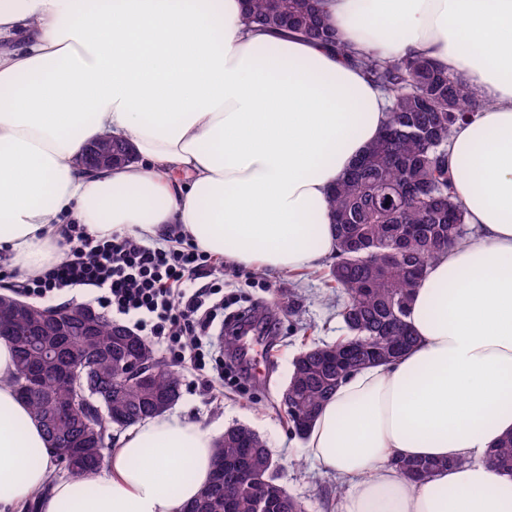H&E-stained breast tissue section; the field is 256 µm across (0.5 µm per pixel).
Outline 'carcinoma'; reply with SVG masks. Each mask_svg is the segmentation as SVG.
<instances>
[{
    "label": "carcinoma",
    "instance_id": "1",
    "mask_svg": "<svg viewBox=\"0 0 512 512\" xmlns=\"http://www.w3.org/2000/svg\"><path fill=\"white\" fill-rule=\"evenodd\" d=\"M244 22L261 31L288 32L312 42L349 50L319 0H245ZM391 100L386 127L336 183L329 206L336 229L335 261L327 277L346 335L333 343L311 344L297 355L283 405L291 432L307 437L320 408L352 373L399 358L415 337L405 322L408 306L429 265L466 239L464 205L451 191L446 146L453 127L472 120L485 106L454 73L429 58L381 59L352 56ZM398 256L379 266L374 256ZM19 327L5 329L13 344L12 385L41 423L56 449L59 473L89 478L105 458L112 430L167 411L180 395L176 373L156 371L150 384L129 381L121 372L128 359L157 364L153 346L136 333L122 334L100 320L91 333L35 336L26 327L39 314H18ZM110 411L104 421L82 410L68 413L87 392ZM489 465L512 475V433L501 437ZM212 481L185 512H304L279 483L264 440L243 426L231 427L214 444ZM412 482L426 480L439 464L397 460Z\"/></svg>",
    "mask_w": 512,
    "mask_h": 512
}]
</instances>
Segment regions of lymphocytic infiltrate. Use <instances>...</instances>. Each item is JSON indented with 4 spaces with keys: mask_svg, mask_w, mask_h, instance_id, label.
Here are the masks:
<instances>
[{
    "mask_svg": "<svg viewBox=\"0 0 512 512\" xmlns=\"http://www.w3.org/2000/svg\"><path fill=\"white\" fill-rule=\"evenodd\" d=\"M65 244V259L28 278L24 293L44 298L94 290L101 308L133 319L175 363L205 369L215 354L211 336L224 325L219 287L196 283L211 255L191 243L170 248L128 236L95 239L77 224Z\"/></svg>",
    "mask_w": 512,
    "mask_h": 512,
    "instance_id": "obj_1",
    "label": "lymphocytic infiltrate"
}]
</instances>
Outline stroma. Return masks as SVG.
<instances>
[{
    "instance_id": "1",
    "label": "stroma",
    "mask_w": 512,
    "mask_h": 512,
    "mask_svg": "<svg viewBox=\"0 0 512 512\" xmlns=\"http://www.w3.org/2000/svg\"><path fill=\"white\" fill-rule=\"evenodd\" d=\"M200 281L223 282L226 312L249 305L266 309L276 330L268 343L269 354L244 357L239 380L225 384L222 391L208 389L200 376L183 369L182 396L175 412L220 433L235 424L251 427L265 439L282 467V482L302 501L305 512H326L325 493L334 479L308 461L304 440L290 433L279 409L295 355L306 344L331 343L346 333L335 303L327 299L321 270L300 276L253 272L224 263L203 270Z\"/></svg>"
}]
</instances>
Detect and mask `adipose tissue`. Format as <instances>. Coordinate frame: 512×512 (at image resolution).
Instances as JSON below:
<instances>
[{
    "label": "adipose tissue",
    "mask_w": 512,
    "mask_h": 512,
    "mask_svg": "<svg viewBox=\"0 0 512 512\" xmlns=\"http://www.w3.org/2000/svg\"><path fill=\"white\" fill-rule=\"evenodd\" d=\"M341 42L421 55L486 102L448 140L477 233L415 289L416 341L340 385L306 451L342 512H512L488 451L512 432V0H320ZM244 0H0V258L21 278L59 259L67 222L95 238L171 234L245 269L318 266L328 197L389 120L385 94L335 48L247 28ZM132 161L92 169L103 134ZM0 339V512H183L214 433L165 413L118 432L93 478L53 456ZM441 466L409 483L397 459Z\"/></svg>",
    "instance_id": "1"
}]
</instances>
